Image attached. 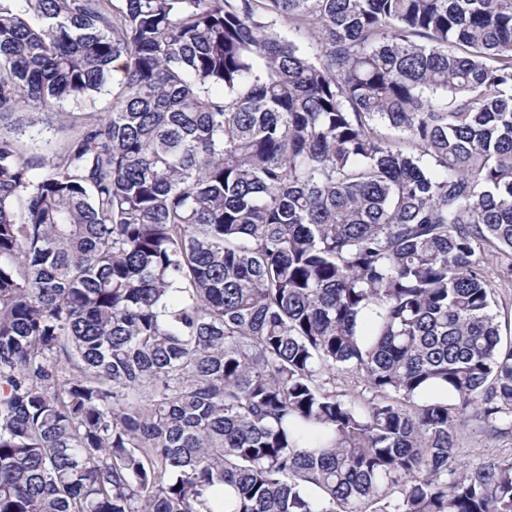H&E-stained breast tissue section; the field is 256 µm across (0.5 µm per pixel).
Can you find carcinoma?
<instances>
[{
  "mask_svg": "<svg viewBox=\"0 0 512 512\" xmlns=\"http://www.w3.org/2000/svg\"><path fill=\"white\" fill-rule=\"evenodd\" d=\"M494 258L512 0H0V512H512ZM459 455L465 459H477L486 457L491 453H508L512 452V447H501L494 443L484 434L475 432V430L467 429L461 432L459 437Z\"/></svg>",
  "mask_w": 512,
  "mask_h": 512,
  "instance_id": "cac0c4a2",
  "label": "carcinoma"
}]
</instances>
